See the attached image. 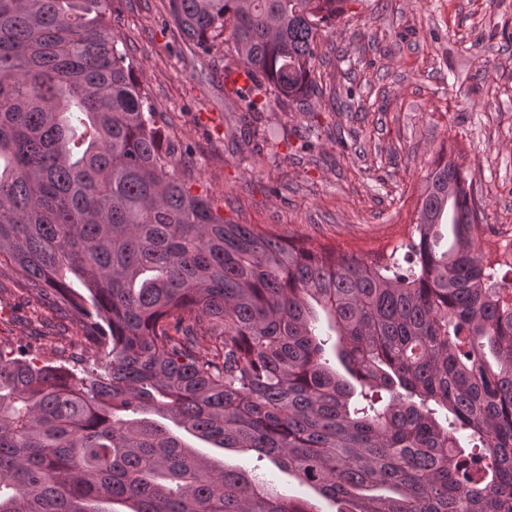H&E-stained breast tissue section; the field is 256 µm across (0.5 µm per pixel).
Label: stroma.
Returning <instances> with one entry per match:
<instances>
[{"mask_svg":"<svg viewBox=\"0 0 512 512\" xmlns=\"http://www.w3.org/2000/svg\"><path fill=\"white\" fill-rule=\"evenodd\" d=\"M113 7L155 123L186 151L180 179L226 220L314 249L385 251L407 239L426 175L450 148L485 208L486 257L512 243V0H350L347 18L318 40V69L324 83L357 85L353 110L325 97L308 112L275 104L250 139L239 102L224 94V49L196 56L167 0ZM314 124L322 136L303 150ZM0 345L57 364L81 352L70 320L9 268L0 270ZM195 446L336 512L269 460Z\"/></svg>","mask_w":512,"mask_h":512,"instance_id":"1","label":"stroma"}]
</instances>
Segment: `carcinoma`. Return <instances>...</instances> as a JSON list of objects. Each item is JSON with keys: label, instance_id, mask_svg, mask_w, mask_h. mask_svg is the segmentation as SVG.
Listing matches in <instances>:
<instances>
[{"label": "carcinoma", "instance_id": "carcinoma-1", "mask_svg": "<svg viewBox=\"0 0 512 512\" xmlns=\"http://www.w3.org/2000/svg\"><path fill=\"white\" fill-rule=\"evenodd\" d=\"M348 0H168L248 112L315 78ZM112 0H0V268L84 354L0 348V512H322L199 454L265 457L337 512H512V267L440 151L406 241L315 252L185 189ZM326 316L325 336L318 311ZM347 376L331 365L327 348Z\"/></svg>", "mask_w": 512, "mask_h": 512}]
</instances>
